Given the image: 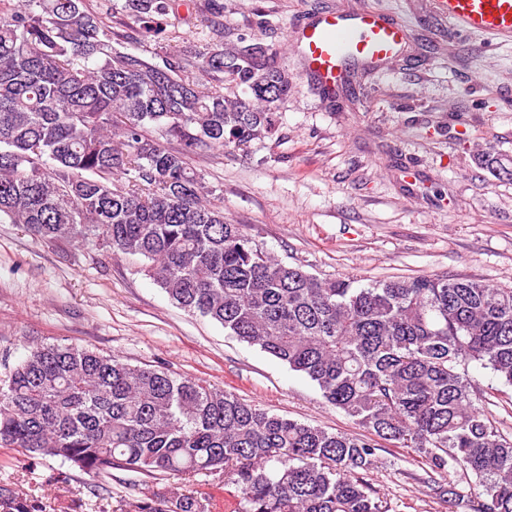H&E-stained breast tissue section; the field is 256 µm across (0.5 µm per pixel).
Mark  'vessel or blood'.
<instances>
[{"instance_id": "obj_1", "label": "vessel or blood", "mask_w": 512, "mask_h": 512, "mask_svg": "<svg viewBox=\"0 0 512 512\" xmlns=\"http://www.w3.org/2000/svg\"><path fill=\"white\" fill-rule=\"evenodd\" d=\"M455 32L512 41V0H434ZM304 71L324 97H331L347 75L348 62L386 63L404 48L408 31L373 8L356 12L326 11L291 31Z\"/></svg>"}]
</instances>
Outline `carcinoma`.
<instances>
[{"label":"carcinoma","instance_id":"carcinoma-1","mask_svg":"<svg viewBox=\"0 0 512 512\" xmlns=\"http://www.w3.org/2000/svg\"><path fill=\"white\" fill-rule=\"evenodd\" d=\"M172 0H125L155 42ZM112 0H0V221L137 255L179 307L308 377L357 426L329 432L207 382L89 347L35 343L0 378V448L94 479L136 471L132 512H212L168 476L217 477L228 512H388L358 471L379 441L440 474L454 512H512V439L475 406L471 363L512 385V288L420 274L354 285L271 256L210 199L195 156L276 131L291 76L262 46L210 47L192 70L112 44ZM227 81L226 95L195 72ZM125 176L116 183L115 177ZM15 483L0 512H41Z\"/></svg>","mask_w":512,"mask_h":512}]
</instances>
